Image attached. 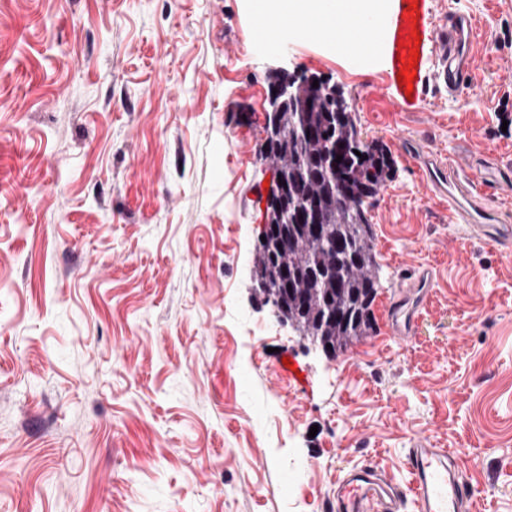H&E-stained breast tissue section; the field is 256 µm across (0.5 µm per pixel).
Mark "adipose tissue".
Returning a JSON list of instances; mask_svg holds the SVG:
<instances>
[{
  "label": "adipose tissue",
  "instance_id": "adipose-tissue-1",
  "mask_svg": "<svg viewBox=\"0 0 512 512\" xmlns=\"http://www.w3.org/2000/svg\"><path fill=\"white\" fill-rule=\"evenodd\" d=\"M255 23L276 27L292 19L301 32L319 30L344 42L354 41L356 22L376 18V0H259Z\"/></svg>",
  "mask_w": 512,
  "mask_h": 512
}]
</instances>
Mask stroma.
I'll return each mask as SVG.
<instances>
[{"instance_id": "stroma-1", "label": "stroma", "mask_w": 512, "mask_h": 512, "mask_svg": "<svg viewBox=\"0 0 512 512\" xmlns=\"http://www.w3.org/2000/svg\"><path fill=\"white\" fill-rule=\"evenodd\" d=\"M254 0H0V512H332L364 463L399 485L456 451L512 512V254L448 221L425 159L512 171V0H426L484 34L449 98L395 101L390 42L256 37ZM336 84L389 164L364 207L373 328L325 356L255 298L267 76ZM417 142L423 157L409 154ZM434 287L414 336L389 308Z\"/></svg>"}]
</instances>
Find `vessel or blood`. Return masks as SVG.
Listing matches in <instances>:
<instances>
[{"instance_id": "1", "label": "vessel or blood", "mask_w": 512, "mask_h": 512, "mask_svg": "<svg viewBox=\"0 0 512 512\" xmlns=\"http://www.w3.org/2000/svg\"><path fill=\"white\" fill-rule=\"evenodd\" d=\"M414 0H401L396 21L397 34L406 41L420 39L419 53L432 70L436 85L456 95L474 73L473 28L471 20L459 13L449 14L443 26L425 24ZM427 188L448 199V221L465 225L477 239L503 247L512 244V225L483 202L485 188L497 186L492 167L481 177L459 172L455 166L439 163L427 171ZM424 303L416 289H406L393 309V331L399 338L410 337ZM410 481L400 489L393 479L375 465L354 466L336 478V512H400L405 497H412L418 512H469L472 500L456 456L429 441L415 443L408 452Z\"/></svg>"}]
</instances>
